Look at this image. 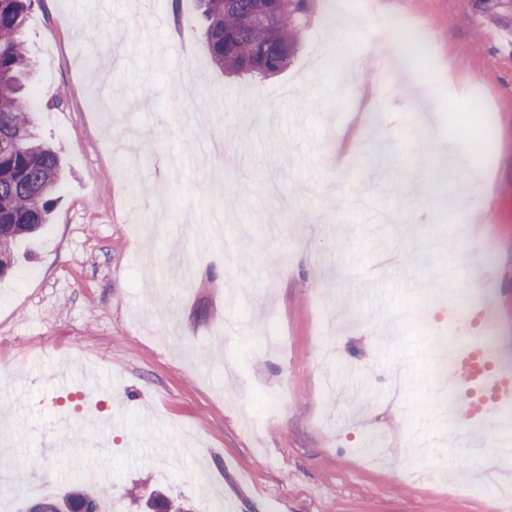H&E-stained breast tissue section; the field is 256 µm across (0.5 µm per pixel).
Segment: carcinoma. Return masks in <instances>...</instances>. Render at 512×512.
Listing matches in <instances>:
<instances>
[{
    "label": "carcinoma",
    "mask_w": 512,
    "mask_h": 512,
    "mask_svg": "<svg viewBox=\"0 0 512 512\" xmlns=\"http://www.w3.org/2000/svg\"><path fill=\"white\" fill-rule=\"evenodd\" d=\"M32 0H0V274L9 271L16 243L48 223L61 164L34 132L38 113L22 95L31 74L24 19ZM206 21L209 64L232 76L270 78L297 54L315 0H197ZM493 23L512 30V0H475ZM266 15L270 29L259 22ZM151 512H185L163 494ZM26 512H105L104 500L79 488L36 501Z\"/></svg>",
    "instance_id": "cac0c4a2"
}]
</instances>
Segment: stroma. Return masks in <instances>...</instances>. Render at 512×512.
<instances>
[{"label": "stroma", "mask_w": 512, "mask_h": 512, "mask_svg": "<svg viewBox=\"0 0 512 512\" xmlns=\"http://www.w3.org/2000/svg\"><path fill=\"white\" fill-rule=\"evenodd\" d=\"M380 10L429 28L416 68L327 63L335 43L385 57L343 0L335 18L318 4L284 72L252 79L207 64L196 0L140 15L32 0L36 134L64 176L49 226L0 276V487L15 507L28 485L51 497L93 468L122 512L157 490L199 512L203 467L239 512H489L493 453L433 440L424 374L435 326L475 283L512 358V34L472 0ZM369 78L387 120L361 129L343 103ZM486 87L482 111L467 92ZM486 193L490 210L471 209ZM396 367L409 386L392 407ZM414 434L450 474L406 478Z\"/></svg>", "instance_id": "obj_1"}]
</instances>
